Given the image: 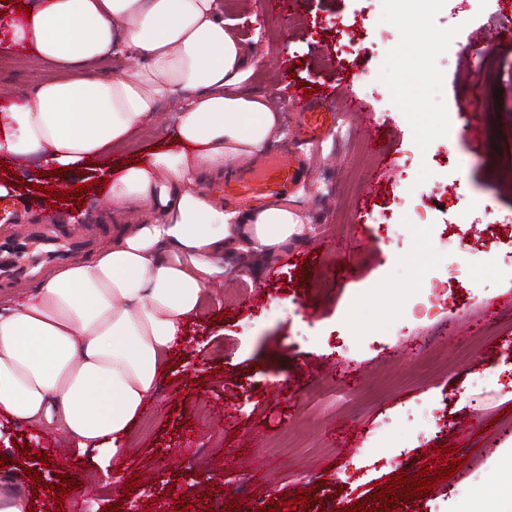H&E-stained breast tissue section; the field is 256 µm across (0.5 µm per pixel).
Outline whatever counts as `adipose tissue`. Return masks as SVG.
I'll return each instance as SVG.
<instances>
[{"label":"adipose tissue","instance_id":"ef3b65f1","mask_svg":"<svg viewBox=\"0 0 512 512\" xmlns=\"http://www.w3.org/2000/svg\"><path fill=\"white\" fill-rule=\"evenodd\" d=\"M9 42L68 71L0 108V156L84 170L125 146L166 102L171 142L109 180L120 231L0 305V418L120 453L229 258L275 254L304 219L275 198L244 214L201 189L281 137L256 63L221 0H30ZM124 58L121 76L92 64Z\"/></svg>","mask_w":512,"mask_h":512}]
</instances>
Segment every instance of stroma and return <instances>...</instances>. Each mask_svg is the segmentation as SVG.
<instances>
[{"label": "stroma", "instance_id": "1", "mask_svg": "<svg viewBox=\"0 0 512 512\" xmlns=\"http://www.w3.org/2000/svg\"><path fill=\"white\" fill-rule=\"evenodd\" d=\"M260 64L250 90L280 110L283 136L270 154L292 158L300 176L287 198L306 219L299 242L275 256L249 255L252 275L211 298L132 432L120 469L107 454L0 419V456L39 471L44 485L79 481L84 512H223L241 501L259 512L286 493L314 495L308 512L358 507L373 484L418 474L453 448L465 464L418 501L390 512H473L512 461V37L496 36V79L483 77L476 29L495 33L498 0H440L425 23L448 31L447 52L403 28L393 0H301L283 18L265 0H224ZM45 70L0 39V86L17 103ZM332 89L326 104L343 126L318 144L302 141L290 93ZM373 114L385 143L373 152L356 129L350 98ZM177 106L136 134L126 158L169 143ZM454 133H447L448 119ZM92 163L83 209H49L35 157L9 160L0 176L21 186L0 198V242L22 226L82 227L89 250L118 229L102 206ZM452 289L428 313L431 278ZM57 447L52 466L37 455ZM32 453L24 461L22 452ZM142 485L131 495V477Z\"/></svg>", "mask_w": 512, "mask_h": 512}]
</instances>
